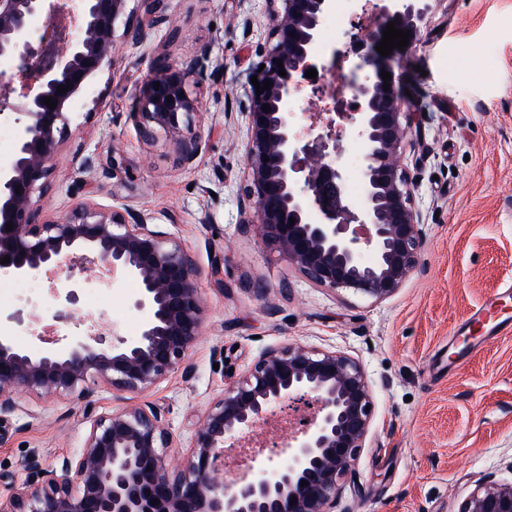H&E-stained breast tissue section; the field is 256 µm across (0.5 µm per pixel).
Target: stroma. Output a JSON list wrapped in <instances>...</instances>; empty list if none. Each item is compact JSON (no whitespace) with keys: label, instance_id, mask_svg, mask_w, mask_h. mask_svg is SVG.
Instances as JSON below:
<instances>
[{"label":"stroma","instance_id":"obj_1","mask_svg":"<svg viewBox=\"0 0 512 512\" xmlns=\"http://www.w3.org/2000/svg\"><path fill=\"white\" fill-rule=\"evenodd\" d=\"M418 41L395 68L411 118L402 157L424 245L390 298L332 291L306 278L255 233H242L246 185L244 112L272 23L269 0H165L162 18L136 46L117 34L112 65L69 107L70 130L45 187L42 220L76 203L125 209L166 233L197 264L205 309L185 367L140 393L96 382L97 411L160 408L184 457L192 426L261 351L289 343L344 352L362 365L374 400L365 448L346 479L342 512H459L476 481L512 477V333L486 337L464 357L456 331L482 300L512 283V0H421ZM196 62L190 83L202 150L177 161L165 133L146 138L135 113L155 57ZM94 165L86 169L84 158ZM35 299L0 279V335L32 340L57 310L51 283L31 279ZM139 286H109L91 302L78 289L75 318L138 335ZM223 359H216V350ZM0 435V469L27 477L80 453L90 424L83 403L24 394Z\"/></svg>","mask_w":512,"mask_h":512}]
</instances>
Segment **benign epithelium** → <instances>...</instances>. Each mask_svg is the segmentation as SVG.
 <instances>
[{
	"instance_id": "benign-epithelium-1",
	"label": "benign epithelium",
	"mask_w": 512,
	"mask_h": 512,
	"mask_svg": "<svg viewBox=\"0 0 512 512\" xmlns=\"http://www.w3.org/2000/svg\"><path fill=\"white\" fill-rule=\"evenodd\" d=\"M128 2L0 0V60L13 64L0 71V121L17 125L13 162L0 168V276L54 282L66 273L62 309L54 315L61 324L73 319L68 305L84 274L135 279L140 290L134 307L142 313L139 335L114 337L91 327L66 351L39 334L28 348L0 336V425L23 393L86 400L91 378L117 391L149 389L181 368L203 328L196 261L165 233L141 218L130 223L117 207L81 202L47 222L34 208L33 196L70 124L69 104L112 64L117 23L125 20L124 34L134 45L149 37L151 25L131 23ZM277 2L260 60L265 68L257 72V82L267 79L271 87L251 93L247 112L245 196L253 218L240 230L254 231L320 288L385 300L416 267L423 247L401 165L408 117L394 81L386 90L381 77L383 70L394 73L402 51L382 56L370 50L373 75L360 84L355 109L311 113L303 135L293 120L296 92L316 68L312 49L333 0ZM384 12L385 22L416 38L422 20L417 0H389ZM37 19L44 28L39 39L31 34ZM276 59L286 76L279 75ZM194 68L192 62L180 68L153 63L136 113L141 133L165 132L180 162L201 152L200 138L190 133L199 112L189 89ZM66 83L70 89L58 92ZM49 96L57 102L53 110L43 102ZM348 133L365 148L358 199L345 194L336 162ZM7 256L10 262L2 263ZM372 407L355 358L297 344L269 347L194 423L183 464L168 459L173 436L160 409L104 411L91 419L81 452L64 458L60 470L30 458V479L20 489L12 473L0 471V487L9 491L0 495V512H336L344 479L365 447ZM278 415L291 425L288 442L275 441L279 432L267 440L282 460L247 464L227 479L229 449L242 447V435ZM153 499L158 504H150ZM459 512H512V479L478 480Z\"/></svg>"
}]
</instances>
